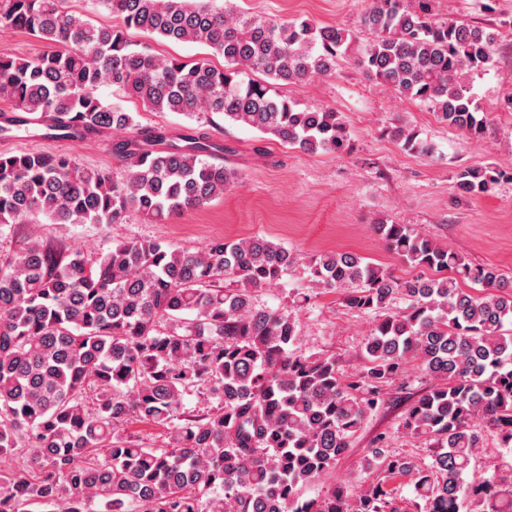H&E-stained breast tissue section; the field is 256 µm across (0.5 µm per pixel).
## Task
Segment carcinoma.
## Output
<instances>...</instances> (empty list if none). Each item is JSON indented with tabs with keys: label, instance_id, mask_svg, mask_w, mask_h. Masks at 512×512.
<instances>
[{
	"label": "carcinoma",
	"instance_id": "1",
	"mask_svg": "<svg viewBox=\"0 0 512 512\" xmlns=\"http://www.w3.org/2000/svg\"><path fill=\"white\" fill-rule=\"evenodd\" d=\"M125 29L94 26L64 0H0V27L61 49L0 58V99L42 136L116 135L125 175L86 169L67 155H0V227L35 214L53 224H112L129 210L157 222L221 198L236 173L205 156L224 146L206 132L143 127L100 94L112 86L154 112L217 114L304 153L342 154L340 115L284 97L336 70L357 34L308 20L261 19L218 0H96ZM433 0H370L371 39L357 63L379 84L418 100L439 121L480 140L488 118L470 94L493 33L439 21ZM200 43L218 69L138 48L128 31ZM265 76L263 80L250 77ZM249 79H244V76ZM383 133L434 158L435 145L401 120ZM503 177L488 165L454 176L459 197ZM386 248L417 270L397 278L353 252L305 261L264 236L202 249L118 241L92 256L32 239L0 255V512H401L389 482L408 476L413 512H512V482L469 478L485 437L512 453V281L475 266L409 224H372ZM344 305L376 314L367 364L346 374L336 358L301 350L286 308L257 304V288L295 273ZM413 362L436 385L408 405L402 427L429 441L422 466L373 448L376 481L358 494L332 487L302 498L333 470L365 418ZM207 397L189 408L186 397ZM133 422L168 430L148 446Z\"/></svg>",
	"mask_w": 512,
	"mask_h": 512
}]
</instances>
